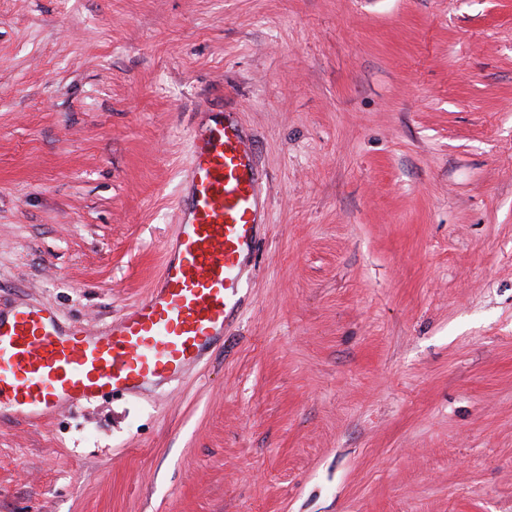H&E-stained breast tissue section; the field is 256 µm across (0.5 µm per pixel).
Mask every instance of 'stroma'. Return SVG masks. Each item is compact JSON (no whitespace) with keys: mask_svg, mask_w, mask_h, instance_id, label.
<instances>
[{"mask_svg":"<svg viewBox=\"0 0 512 512\" xmlns=\"http://www.w3.org/2000/svg\"><path fill=\"white\" fill-rule=\"evenodd\" d=\"M200 109L266 177L241 306L0 422V512H512V0H0V306L147 296Z\"/></svg>","mask_w":512,"mask_h":512,"instance_id":"obj_1","label":"stroma"}]
</instances>
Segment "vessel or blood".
Returning <instances> with one entry per match:
<instances>
[{
  "instance_id": "obj_1",
  "label": "vessel or blood",
  "mask_w": 512,
  "mask_h": 512,
  "mask_svg": "<svg viewBox=\"0 0 512 512\" xmlns=\"http://www.w3.org/2000/svg\"><path fill=\"white\" fill-rule=\"evenodd\" d=\"M178 230L147 297L98 334L60 322L52 304L0 310V409L29 423L180 374L224 333L242 255L258 223L261 177L236 122L208 113L190 140Z\"/></svg>"
}]
</instances>
